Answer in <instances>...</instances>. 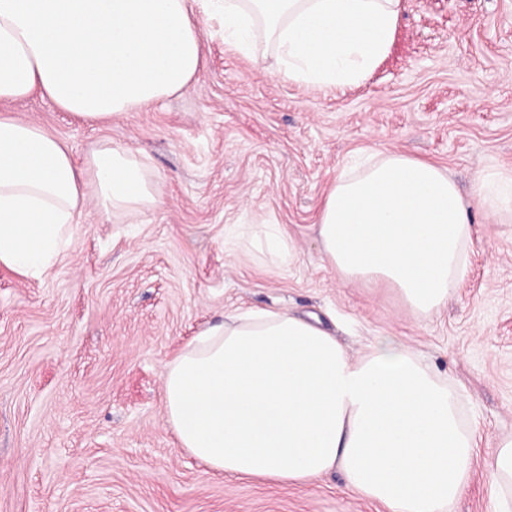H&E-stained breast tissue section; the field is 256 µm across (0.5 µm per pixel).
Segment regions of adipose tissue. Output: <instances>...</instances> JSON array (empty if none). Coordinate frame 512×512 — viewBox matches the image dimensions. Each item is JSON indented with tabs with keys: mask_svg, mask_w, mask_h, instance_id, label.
I'll return each mask as SVG.
<instances>
[{
	"mask_svg": "<svg viewBox=\"0 0 512 512\" xmlns=\"http://www.w3.org/2000/svg\"><path fill=\"white\" fill-rule=\"evenodd\" d=\"M399 0H0V101L33 94L85 122L189 87L203 61L200 16L224 40L273 49L289 80L343 88L389 51ZM94 192L129 216L157 202L147 164L103 144L84 167L40 126L0 117V265L39 278L67 254ZM474 199L512 213V172ZM472 215L454 180L401 152L342 171L317 236L347 281L392 288L414 316L446 307L469 271ZM166 421L181 448L239 479L303 484L340 470L388 512H448L477 462L457 389L393 339L350 355L319 321L260 310L206 327L166 366ZM491 512H512V437L489 466Z\"/></svg>",
	"mask_w": 512,
	"mask_h": 512,
	"instance_id": "1",
	"label": "adipose tissue"
}]
</instances>
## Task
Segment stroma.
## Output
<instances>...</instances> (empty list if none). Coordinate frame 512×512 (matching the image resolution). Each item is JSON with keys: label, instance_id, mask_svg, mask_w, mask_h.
Listing matches in <instances>:
<instances>
[{"label": "stroma", "instance_id": "1", "mask_svg": "<svg viewBox=\"0 0 512 512\" xmlns=\"http://www.w3.org/2000/svg\"><path fill=\"white\" fill-rule=\"evenodd\" d=\"M205 67L184 92L80 122L48 99L1 103L62 141L76 164L104 143L142 158L158 202L128 218L88 198L46 276L0 268V512H388L334 470L301 484L239 480L187 454L166 422V363L200 331L249 309L313 313L349 352L384 338L457 385L477 464L450 512H489L488 464L512 436V222L473 204L471 269L447 307L408 314L384 286L343 281L316 224L342 168L399 151L464 194L512 171V0H401L393 44L366 79H284L201 22ZM240 224H279L283 267Z\"/></svg>", "mask_w": 512, "mask_h": 512}]
</instances>
